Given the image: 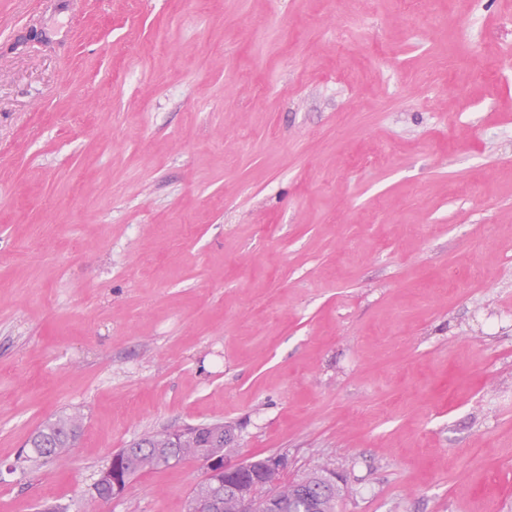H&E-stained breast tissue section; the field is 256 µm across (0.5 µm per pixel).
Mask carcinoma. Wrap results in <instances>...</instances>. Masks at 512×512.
Here are the masks:
<instances>
[{
  "label": "carcinoma",
  "mask_w": 512,
  "mask_h": 512,
  "mask_svg": "<svg viewBox=\"0 0 512 512\" xmlns=\"http://www.w3.org/2000/svg\"><path fill=\"white\" fill-rule=\"evenodd\" d=\"M81 432L82 419L76 414H63L50 420L30 437L26 459L39 467L57 461L69 448L68 437L77 440ZM224 434L232 435L234 430L221 422L202 423L173 448L172 433H149L117 450L111 460H121L127 478L131 479L147 467L186 459L198 461L206 449L214 447L216 438ZM264 467L265 459L251 460L241 475L227 479L215 512H237L234 489L261 479ZM329 472L327 467L314 470L274 489L273 497L279 512H336L339 491L336 484L326 482V474Z\"/></svg>",
  "instance_id": "obj_1"
}]
</instances>
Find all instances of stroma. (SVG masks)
<instances>
[{
    "label": "stroma",
    "mask_w": 512,
    "mask_h": 512,
    "mask_svg": "<svg viewBox=\"0 0 512 512\" xmlns=\"http://www.w3.org/2000/svg\"><path fill=\"white\" fill-rule=\"evenodd\" d=\"M211 421L512 512V0H0V512H187L194 460L88 489ZM82 426V419L77 414H63L48 421L37 434L30 437L29 451L25 458L38 467L58 461L67 448H71L67 438L72 436L75 444L81 435ZM49 448H55V452L49 454Z\"/></svg>",
    "instance_id": "35a3bbf8"
}]
</instances>
